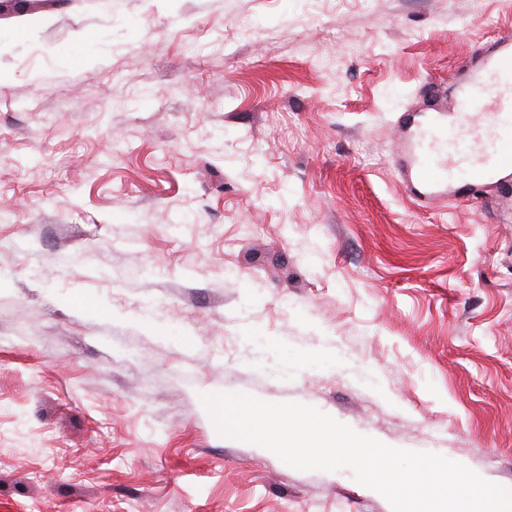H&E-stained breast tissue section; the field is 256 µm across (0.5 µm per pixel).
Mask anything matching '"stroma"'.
Listing matches in <instances>:
<instances>
[{"label":"stroma","instance_id":"obj_1","mask_svg":"<svg viewBox=\"0 0 512 512\" xmlns=\"http://www.w3.org/2000/svg\"><path fill=\"white\" fill-rule=\"evenodd\" d=\"M36 12L0 8V512H392L218 392L512 485V218L394 162L512 0Z\"/></svg>","mask_w":512,"mask_h":512}]
</instances>
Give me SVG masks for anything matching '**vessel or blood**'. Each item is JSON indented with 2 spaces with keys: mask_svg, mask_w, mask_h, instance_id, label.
I'll return each instance as SVG.
<instances>
[{
  "mask_svg": "<svg viewBox=\"0 0 512 512\" xmlns=\"http://www.w3.org/2000/svg\"><path fill=\"white\" fill-rule=\"evenodd\" d=\"M462 69L449 109L399 118L410 130L401 149L414 172L412 195L422 202L452 197L473 176L512 184V33L499 34Z\"/></svg>",
  "mask_w": 512,
  "mask_h": 512,
  "instance_id": "vessel-or-blood-1",
  "label": "vessel or blood"
}]
</instances>
